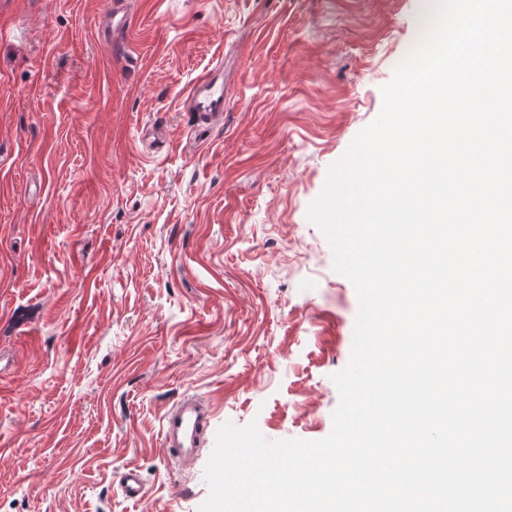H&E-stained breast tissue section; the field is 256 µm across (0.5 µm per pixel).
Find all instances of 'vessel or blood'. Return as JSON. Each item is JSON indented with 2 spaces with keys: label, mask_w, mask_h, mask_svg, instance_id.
<instances>
[{
  "label": "vessel or blood",
  "mask_w": 512,
  "mask_h": 512,
  "mask_svg": "<svg viewBox=\"0 0 512 512\" xmlns=\"http://www.w3.org/2000/svg\"><path fill=\"white\" fill-rule=\"evenodd\" d=\"M224 66L216 64L200 73L192 83L186 104L199 121L214 125L224 115ZM213 413L208 401L188 395L168 409L162 417L164 448L170 449L176 464L194 460L210 428ZM120 491L125 498L139 499L144 494L138 469H126L120 479Z\"/></svg>",
  "instance_id": "1"
}]
</instances>
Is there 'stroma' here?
I'll use <instances>...</instances> for the list:
<instances>
[{"label":"stroma","mask_w":512,"mask_h":512,"mask_svg":"<svg viewBox=\"0 0 512 512\" xmlns=\"http://www.w3.org/2000/svg\"><path fill=\"white\" fill-rule=\"evenodd\" d=\"M424 8L0 0V512H198L215 434L186 470L161 446L186 394L215 429L330 434L358 298L307 211ZM219 59L206 126L185 93ZM119 488L121 494L127 499L142 498L144 490L138 469L127 468L121 475Z\"/></svg>","instance_id":"obj_1"}]
</instances>
